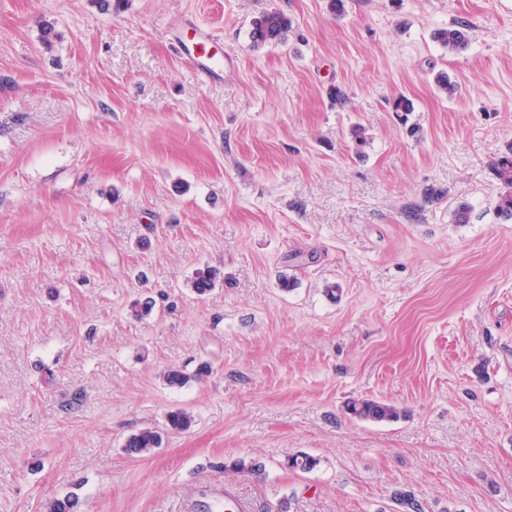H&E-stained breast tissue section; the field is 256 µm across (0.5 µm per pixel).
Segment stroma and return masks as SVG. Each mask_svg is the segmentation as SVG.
<instances>
[{
  "label": "stroma",
  "instance_id": "35a3bbf8",
  "mask_svg": "<svg viewBox=\"0 0 512 512\" xmlns=\"http://www.w3.org/2000/svg\"><path fill=\"white\" fill-rule=\"evenodd\" d=\"M344 5L0 0V512L68 494L202 512L222 481L248 512H402L398 491L512 512V220L491 171L512 141V0ZM271 10L288 37L254 48ZM460 20L451 53L436 34ZM191 26L221 39L219 76L186 63ZM205 267L220 280L199 296ZM354 398L401 416L353 419ZM176 408L194 423L165 433ZM145 428L161 448L128 456ZM298 454L318 466L288 468ZM239 458L261 474L225 473ZM471 27L466 21H457L437 32V39L451 53L465 50L470 42Z\"/></svg>",
  "mask_w": 512,
  "mask_h": 512
}]
</instances>
